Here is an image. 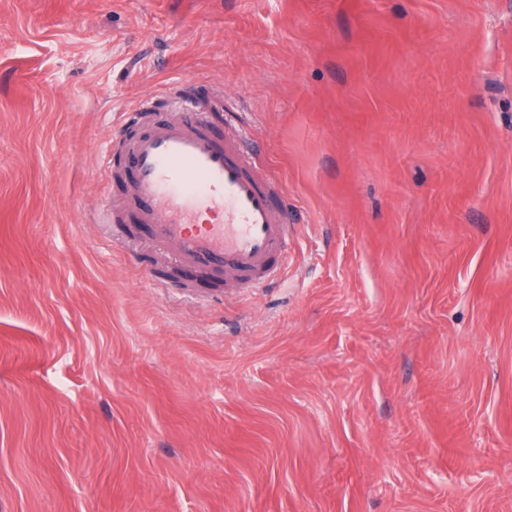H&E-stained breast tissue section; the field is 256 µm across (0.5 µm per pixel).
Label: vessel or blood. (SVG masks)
<instances>
[{"label":"vessel or blood","mask_w":512,"mask_h":512,"mask_svg":"<svg viewBox=\"0 0 512 512\" xmlns=\"http://www.w3.org/2000/svg\"><path fill=\"white\" fill-rule=\"evenodd\" d=\"M165 95L188 104L160 117L143 98L102 144L105 176L121 175L127 191L99 202L95 223L143 225L181 271L228 289L277 282L291 250L279 176L245 137L208 118L204 99L178 83Z\"/></svg>","instance_id":"vessel-or-blood-1"}]
</instances>
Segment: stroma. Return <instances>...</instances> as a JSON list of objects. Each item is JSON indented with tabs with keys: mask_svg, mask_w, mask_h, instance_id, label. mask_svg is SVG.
Listing matches in <instances>:
<instances>
[{
	"mask_svg": "<svg viewBox=\"0 0 512 512\" xmlns=\"http://www.w3.org/2000/svg\"><path fill=\"white\" fill-rule=\"evenodd\" d=\"M178 79L283 180L271 287L90 221ZM0 512H512V0H0Z\"/></svg>",
	"mask_w": 512,
	"mask_h": 512,
	"instance_id": "1",
	"label": "stroma"
}]
</instances>
